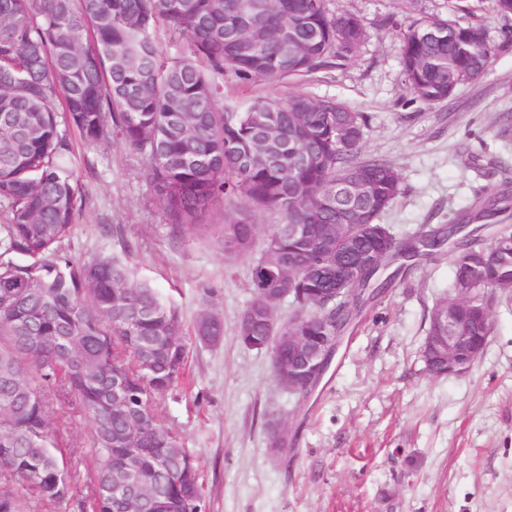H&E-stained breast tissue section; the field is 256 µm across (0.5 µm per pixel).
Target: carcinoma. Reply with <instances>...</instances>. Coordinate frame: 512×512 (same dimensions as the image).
Wrapping results in <instances>:
<instances>
[{"mask_svg": "<svg viewBox=\"0 0 512 512\" xmlns=\"http://www.w3.org/2000/svg\"><path fill=\"white\" fill-rule=\"evenodd\" d=\"M243 0H0V512H24L26 493L55 502L72 492L49 427L53 401L75 399L88 416L98 465L94 512H127L112 496L125 448L139 449L145 492L141 512H202L198 469L180 438L162 425L154 396L176 384L187 363V336L213 344L224 322L201 312L193 327L145 281L112 257L81 263L69 238L81 210L74 145L65 125L88 145L110 127L145 158L144 177L178 229L210 233L224 257L251 258L253 298L237 327L239 342L271 357L275 341L300 325L308 335H344L362 308L392 286L368 271L354 308L338 305L321 319V296L336 278V225H381L402 194L398 170L360 157L367 115L334 98L296 91L286 98L223 103L224 72L243 81L308 76L355 52L368 38L362 18L333 15L326 0H273L248 21L247 37L229 33ZM299 34L297 55L284 57L279 33ZM477 22L439 16L415 20L402 34L401 74L412 100L448 101L483 75L494 49ZM183 44L163 56L160 35ZM63 100V111L56 101ZM358 138L341 141V120ZM361 169L360 189L345 174ZM235 211L221 224L205 217L217 202ZM480 196L472 218L502 211ZM275 217L258 255L254 216ZM299 224V233L288 225ZM478 225L438 245L424 238L392 241L393 257L448 249L452 289L487 297L512 288V229H498L485 249ZM292 289L303 315L273 322L264 293ZM491 315L472 335L487 346ZM122 389L112 390L115 380ZM171 469L159 472L155 459Z\"/></svg>", "mask_w": 512, "mask_h": 512, "instance_id": "1", "label": "carcinoma"}]
</instances>
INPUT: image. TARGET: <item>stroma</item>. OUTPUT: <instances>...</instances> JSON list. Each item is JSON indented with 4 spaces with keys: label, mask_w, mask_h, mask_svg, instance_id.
<instances>
[{
    "label": "stroma",
    "mask_w": 512,
    "mask_h": 512,
    "mask_svg": "<svg viewBox=\"0 0 512 512\" xmlns=\"http://www.w3.org/2000/svg\"><path fill=\"white\" fill-rule=\"evenodd\" d=\"M419 3L409 12L397 0H327L329 12L366 23L369 37L356 53L298 82L224 77L228 105L299 90L366 113L363 156L402 178V195L382 217L401 239L457 222L475 195L512 196V124L500 120L512 114V16L483 0L475 19L495 47L489 69L451 101L428 106L412 101L401 76L400 32L422 15H460L446 0ZM75 151L83 203L68 254L119 260L186 323L205 309L224 321L223 341H190L184 380L154 398L163 425L197 463L205 512H512V290L494 295L481 358L435 378L420 349L452 269L444 256L407 261L299 411L274 382L268 352L237 338L252 297L249 259H225L207 235L173 232L143 158L117 131L94 146L76 142ZM49 418L74 495L28 499L27 512H93L90 421L68 403ZM275 421L292 435L279 458L268 441Z\"/></svg>",
    "instance_id": "stroma-1"
}]
</instances>
